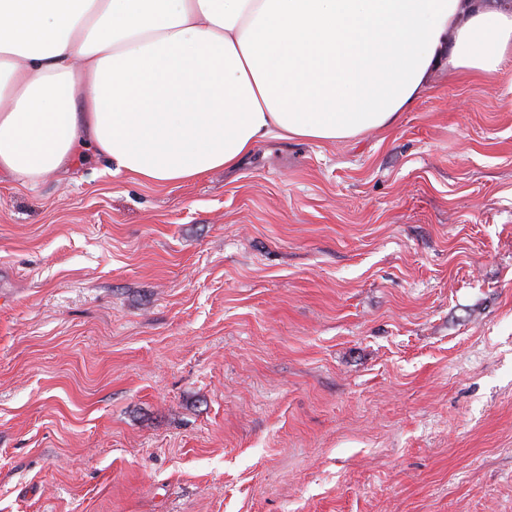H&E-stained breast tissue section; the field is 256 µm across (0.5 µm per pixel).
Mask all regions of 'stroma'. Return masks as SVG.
Instances as JSON below:
<instances>
[{"label":"stroma","instance_id":"obj_1","mask_svg":"<svg viewBox=\"0 0 512 512\" xmlns=\"http://www.w3.org/2000/svg\"><path fill=\"white\" fill-rule=\"evenodd\" d=\"M0 512H512V63L231 175L1 179Z\"/></svg>","mask_w":512,"mask_h":512}]
</instances>
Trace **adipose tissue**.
I'll return each instance as SVG.
<instances>
[{
    "mask_svg": "<svg viewBox=\"0 0 512 512\" xmlns=\"http://www.w3.org/2000/svg\"><path fill=\"white\" fill-rule=\"evenodd\" d=\"M510 59L512 0H0V176L85 148L181 183L270 137L393 127L437 72Z\"/></svg>",
    "mask_w": 512,
    "mask_h": 512,
    "instance_id": "obj_1",
    "label": "adipose tissue"
}]
</instances>
